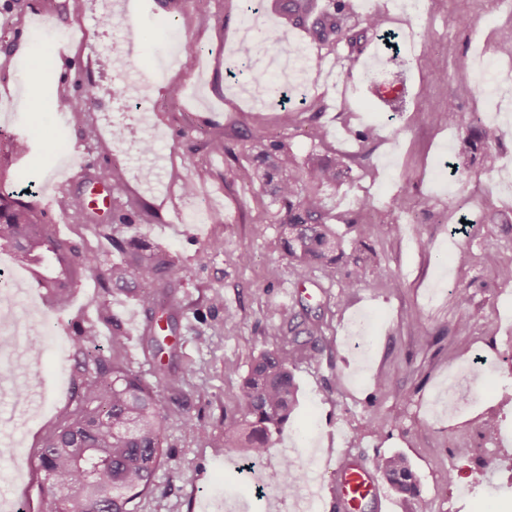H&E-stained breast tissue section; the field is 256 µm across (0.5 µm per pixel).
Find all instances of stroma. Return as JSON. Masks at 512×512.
Listing matches in <instances>:
<instances>
[{
  "label": "stroma",
  "mask_w": 512,
  "mask_h": 512,
  "mask_svg": "<svg viewBox=\"0 0 512 512\" xmlns=\"http://www.w3.org/2000/svg\"><path fill=\"white\" fill-rule=\"evenodd\" d=\"M169 2V10L158 11L154 0H0V204H30L33 223L112 263L118 254L103 238L110 222L89 215L76 225L63 207L81 206L88 180L117 168L115 212L131 217L116 229L118 238L165 251L184 270L168 297L175 322L167 338L173 351L164 357L183 379L182 405L167 424L168 462L143 512H214L217 501L237 512H297L306 498L311 512H334L328 485H302L290 494L259 488L258 475L244 473L218 445L253 357L292 324L300 340L319 336L320 352L294 370L299 404L266 468L284 458L302 466L327 455L370 462L396 452L408 459L431 512H512V411L500 408L504 392L512 393V367L499 359L512 283H502L483 259L493 251L512 264V91L491 89L473 65L481 49L512 72V50L498 41L512 27V8L498 0H420L414 9L408 0H349L344 24L362 33L360 44L340 38L316 45L299 30H283L273 0H259L262 29L283 30L289 42L313 47L304 102L295 107L256 100L252 86L226 74L249 23L243 0H211L205 14L191 0ZM371 10L384 15L383 31L366 29ZM40 25L85 33L89 43L65 45L74 69L51 63L42 71L41 109L32 112L20 99ZM386 31L395 33V48H386ZM188 41L194 53H186ZM427 56L447 82L431 78ZM368 66L376 80L406 79L403 111L376 109L360 77ZM461 81L476 94H454L452 84ZM88 90L95 109L82 121L58 123L67 102ZM480 112L488 115L491 147L451 172L461 137ZM312 125L326 129L324 140L307 137ZM144 138L154 144L151 153L139 149ZM272 139L300 160L311 153L345 156L352 177L328 193L345 239L359 225L395 226L390 236L365 233L374 262L356 287H347L344 264L332 280L294 267L270 222L271 196L239 179L256 145ZM19 140L25 150L16 148ZM220 140L231 154L215 150ZM186 179L195 183L193 194L182 188ZM484 209L498 211V223H480ZM457 211L467 234L451 232L448 215ZM462 250L470 255L463 265ZM244 253L249 261H241ZM62 269L51 258L20 268L27 287L22 304L54 330L37 363L0 380V414L10 412L19 392L38 405L23 426L0 423V498L16 500L25 512H49L38 490L44 474L37 447L45 425L76 404L75 328L93 324L109 336L98 316L104 303L124 323L137 312L140 327L127 332L126 362L135 371L147 368L141 327L148 311L90 277L72 285L68 305L58 307L43 283ZM287 286L297 289L295 300H285ZM460 291L467 295L462 303ZM464 320L469 330H457ZM478 355L485 363L462 425L429 418L449 369L472 365ZM484 415L499 421L505 439L482 438L476 421ZM192 420L205 425L207 438H197ZM444 470L451 473L448 489L438 481Z\"/></svg>",
  "instance_id": "35a3bbf8"
}]
</instances>
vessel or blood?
<instances>
[{
	"mask_svg": "<svg viewBox=\"0 0 512 512\" xmlns=\"http://www.w3.org/2000/svg\"><path fill=\"white\" fill-rule=\"evenodd\" d=\"M371 95L378 110L399 111L407 95L403 80L395 78L389 83L372 86ZM83 204L94 217L111 214L115 206L114 189L111 184L94 182L89 187V196ZM332 500L338 512H359L363 503L369 502L383 507L386 499L383 485L366 462H342L336 465L329 482Z\"/></svg>",
	"mask_w": 512,
	"mask_h": 512,
	"instance_id": "1",
	"label": "vessel or blood"
}]
</instances>
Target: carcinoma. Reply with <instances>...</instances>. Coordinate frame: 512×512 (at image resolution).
I'll return each instance as SVG.
<instances>
[{"instance_id":"carcinoma-1","label":"carcinoma","mask_w":512,"mask_h":512,"mask_svg":"<svg viewBox=\"0 0 512 512\" xmlns=\"http://www.w3.org/2000/svg\"><path fill=\"white\" fill-rule=\"evenodd\" d=\"M346 2L336 0L314 30L313 37L328 42L342 34ZM264 43L278 53H299L280 33L270 29ZM93 104L91 93L71 101L72 117L80 118ZM491 133L474 119L462 139L455 169L466 167L469 156L488 145ZM351 168L344 156L308 157L299 164L275 141L262 146L255 163L240 172V180L250 186L268 188L277 205L279 236L283 254L303 266L320 269L330 280L346 259L344 237L329 223L326 190L349 178ZM15 250L23 265L34 258L72 255L80 257L74 274L97 280L112 278V285H133L142 307L170 321V307L160 289L170 288L183 278V269L168 254L148 249L143 253L121 251L122 259L105 269L100 257L82 252L76 245L36 225L24 205L0 206V246ZM102 318L112 325L109 353L87 352L79 362L81 392L75 407L61 420L48 423L38 451L39 468L51 482L41 483L40 494L51 512H140L141 501L153 488L164 463L165 430L170 416L180 408V399L162 391L178 383L164 369L165 337L152 335L147 352L156 366L149 374L135 372L118 357L126 336L118 318L107 306ZM99 332L82 328L73 339L83 350L96 346ZM318 337L298 341L295 328L281 336L274 349L256 357L240 385L238 409L224 414L223 447L236 450L250 462L261 461L269 452L273 435L288 422L298 402L293 367L318 352ZM373 466L381 475L398 478L396 490L416 500L417 512H430L420 497L411 466L402 455L379 454ZM306 478L303 469L283 458L266 474V480L285 491L294 490Z\"/></svg>"}]
</instances>
